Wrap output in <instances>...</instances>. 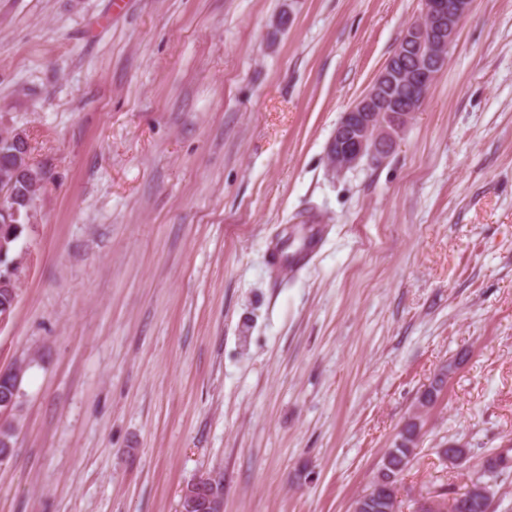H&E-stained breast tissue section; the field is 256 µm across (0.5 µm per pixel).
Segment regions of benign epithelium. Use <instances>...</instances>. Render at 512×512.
<instances>
[{
	"label": "benign epithelium",
	"instance_id": "1",
	"mask_svg": "<svg viewBox=\"0 0 512 512\" xmlns=\"http://www.w3.org/2000/svg\"><path fill=\"white\" fill-rule=\"evenodd\" d=\"M472 0H423L421 17L408 25L366 92L341 116L328 142L331 170L362 161L383 163L412 120L416 109L396 93L402 78L411 84V100L424 101L448 62V51ZM224 512V482L216 475L200 477L181 493L178 512Z\"/></svg>",
	"mask_w": 512,
	"mask_h": 512
}]
</instances>
